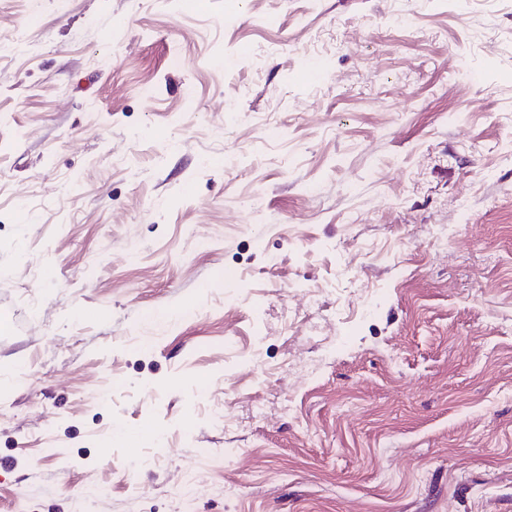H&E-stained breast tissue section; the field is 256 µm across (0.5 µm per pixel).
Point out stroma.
Here are the masks:
<instances>
[{
    "instance_id": "1",
    "label": "stroma",
    "mask_w": 512,
    "mask_h": 512,
    "mask_svg": "<svg viewBox=\"0 0 512 512\" xmlns=\"http://www.w3.org/2000/svg\"><path fill=\"white\" fill-rule=\"evenodd\" d=\"M1 310L0 512H512V0H0Z\"/></svg>"
}]
</instances>
